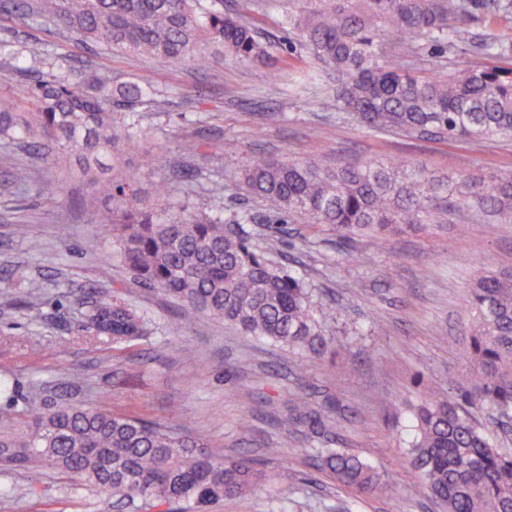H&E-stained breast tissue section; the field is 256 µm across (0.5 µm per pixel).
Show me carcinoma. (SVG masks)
Returning a JSON list of instances; mask_svg holds the SVG:
<instances>
[{
	"mask_svg": "<svg viewBox=\"0 0 512 512\" xmlns=\"http://www.w3.org/2000/svg\"><path fill=\"white\" fill-rule=\"evenodd\" d=\"M222 0H38L37 15L58 20L93 43L181 64L206 63L216 44L237 60H253L273 44L259 29L217 7ZM288 25L321 61L348 75L344 107L372 129L486 139L512 136V69L495 65L455 71L448 78L409 72L402 54L383 58L386 37L454 47L470 41L473 23L512 14V0H301ZM30 94L35 109L16 112L0 102V134L45 138L85 163L115 155L135 142L133 123L117 122L112 107L134 110L147 88L115 89L100 77L48 73ZM245 190L268 206L276 221L299 215L340 239L392 224H433L448 203L474 196L512 215V176L492 175L479 191L462 175L434 181L412 164L366 160L335 170L312 159L257 156L242 173ZM135 178L96 182V190L126 205L109 217L120 231L121 260L143 281L202 312L274 346L315 354L327 346L311 314L304 278L267 258L230 230L214 205L204 216H165L142 204ZM469 356L473 373L460 397L426 395L414 413L411 463L428 495L445 512H512V451L497 447L473 420L470 407L512 417V273L481 276L471 286ZM83 328L114 343L149 333L135 308L99 294L86 305ZM297 403L293 421L319 434L326 418ZM343 484L362 495L384 487L381 475L358 456L334 448L319 452ZM0 463L27 468L47 463L84 479L106 498L135 509L148 502L180 504L178 512H210L226 498L266 482L253 459L205 449L176 422L119 416L100 405H60L39 415L29 433L0 437Z\"/></svg>",
	"mask_w": 512,
	"mask_h": 512,
	"instance_id": "cac0c4a2",
	"label": "carcinoma"
}]
</instances>
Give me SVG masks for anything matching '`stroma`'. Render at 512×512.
<instances>
[{"label":"stroma","mask_w":512,"mask_h":512,"mask_svg":"<svg viewBox=\"0 0 512 512\" xmlns=\"http://www.w3.org/2000/svg\"><path fill=\"white\" fill-rule=\"evenodd\" d=\"M224 8L255 21L273 43L269 57L239 61L211 47L198 68L114 53L0 6V44L10 48L0 53V100L29 109L26 91L42 57L60 76L148 86L152 97L134 111L137 141L105 176L135 174L144 202L172 214L216 203L224 219L251 215L241 235L313 288L326 353L287 352L202 313L185 318L180 301L120 260L104 222L116 203L98 196L78 159L0 136V377L9 384L0 394V434L20 435L57 404H104L116 414L178 420L213 450L259 460L269 482L225 500L221 512H278L284 498L290 512H444L409 463L411 408L426 391L447 396L468 376L470 283L481 272L512 269V220L464 209L437 226L401 224L344 241L293 217L280 235L239 178L258 154L311 158L329 169L374 158L416 162L438 178L462 172L478 188L489 175L512 174V140L370 130L337 100L346 75L314 57L285 24L296 0H224ZM472 36L460 47L416 48L412 71L444 78L487 64L482 44L511 40L512 16L474 25ZM20 165L33 172L23 187L12 181ZM163 180L170 189L160 198ZM358 254L363 262H355ZM31 285L40 299L28 307L15 291ZM98 292L143 311L148 336L112 345L85 331L84 306ZM300 393L334 418L331 432L314 438L303 424L283 428ZM322 448L359 456L387 489L356 497L323 467ZM18 483L28 496L10 495ZM0 512L121 510L57 469L0 465Z\"/></svg>","instance_id":"35a3bbf8"}]
</instances>
